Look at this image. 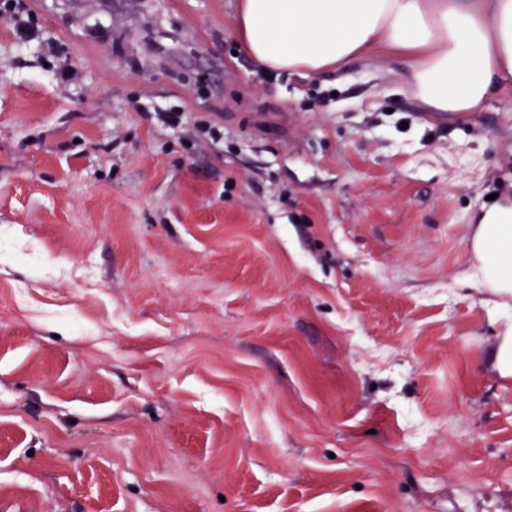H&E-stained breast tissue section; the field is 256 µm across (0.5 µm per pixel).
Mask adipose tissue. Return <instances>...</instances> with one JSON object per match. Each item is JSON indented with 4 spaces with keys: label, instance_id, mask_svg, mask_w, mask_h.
Returning a JSON list of instances; mask_svg holds the SVG:
<instances>
[{
    "label": "adipose tissue",
    "instance_id": "1",
    "mask_svg": "<svg viewBox=\"0 0 512 512\" xmlns=\"http://www.w3.org/2000/svg\"><path fill=\"white\" fill-rule=\"evenodd\" d=\"M244 52L275 73L315 74L382 50L424 111L461 116L512 87V0H240ZM470 276L512 303V202L482 209Z\"/></svg>",
    "mask_w": 512,
    "mask_h": 512
}]
</instances>
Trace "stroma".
<instances>
[{"instance_id":"stroma-1","label":"stroma","mask_w":512,"mask_h":512,"mask_svg":"<svg viewBox=\"0 0 512 512\" xmlns=\"http://www.w3.org/2000/svg\"><path fill=\"white\" fill-rule=\"evenodd\" d=\"M29 7L0 19V512H512V310L467 245L512 200V88L444 119L381 51L262 71L237 0ZM11 1L9 8L0 11L3 19L13 25L18 33H25L28 30L29 18L32 14L28 11L26 0H7Z\"/></svg>"}]
</instances>
